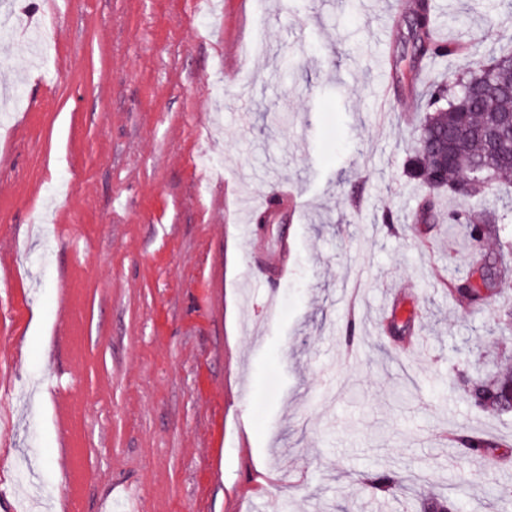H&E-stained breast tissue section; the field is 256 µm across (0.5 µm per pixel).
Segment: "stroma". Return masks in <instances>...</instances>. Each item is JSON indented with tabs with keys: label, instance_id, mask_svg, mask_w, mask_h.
Returning <instances> with one entry per match:
<instances>
[{
	"label": "stroma",
	"instance_id": "obj_1",
	"mask_svg": "<svg viewBox=\"0 0 512 512\" xmlns=\"http://www.w3.org/2000/svg\"><path fill=\"white\" fill-rule=\"evenodd\" d=\"M220 2L0 0V500L421 512L444 494L512 512V414L454 379L458 350L500 363L512 280L487 310L455 305L471 251L414 223L404 169L428 82L512 51V0H432L437 33L467 45L449 62L410 56L416 0ZM371 473L408 488L362 490Z\"/></svg>",
	"mask_w": 512,
	"mask_h": 512
}]
</instances>
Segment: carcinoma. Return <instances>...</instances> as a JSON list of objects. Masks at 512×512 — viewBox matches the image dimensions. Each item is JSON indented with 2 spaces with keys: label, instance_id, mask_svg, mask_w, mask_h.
Wrapping results in <instances>:
<instances>
[{
  "label": "carcinoma",
  "instance_id": "cac0c4a2",
  "mask_svg": "<svg viewBox=\"0 0 512 512\" xmlns=\"http://www.w3.org/2000/svg\"><path fill=\"white\" fill-rule=\"evenodd\" d=\"M410 29L414 43L424 56L450 59L465 52L457 42L435 38L431 5L427 0H421L419 9L413 13ZM494 62L495 66L489 71H473L465 79H436L422 96L423 122L415 158L411 161L415 180L427 191L415 216L418 224H433L440 219L437 200L445 191L451 197L481 194L483 185L467 184L463 180L468 170L479 166L496 180L512 177V129L502 128L496 142L485 134L494 116L512 113V54L503 53L495 57ZM476 78L486 79L492 90L478 103L471 104L466 100L465 90ZM449 137L456 139V150L453 160L443 167L434 159L433 146ZM448 223L465 226L469 240L478 246L487 238H500L497 218L492 212L475 215L450 210ZM511 254L512 248L505 245L492 256L483 254L472 271L448 281V294L463 309H481L488 305L490 296L501 284L502 270ZM457 381L479 410L495 415L512 412V369L493 376L462 370L457 373ZM367 486L384 493L404 490L402 481L391 473L372 477Z\"/></svg>",
  "mask_w": 512,
  "mask_h": 512
}]
</instances>
